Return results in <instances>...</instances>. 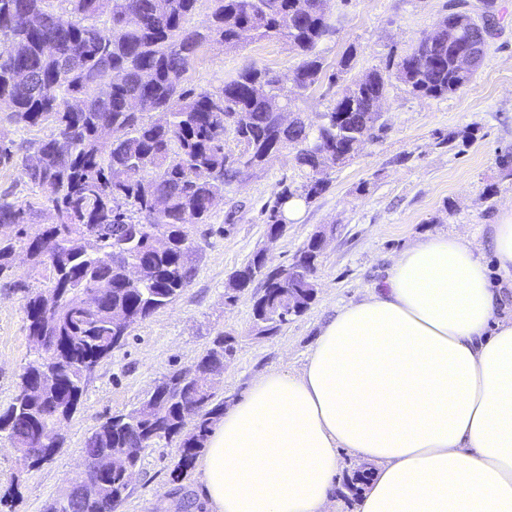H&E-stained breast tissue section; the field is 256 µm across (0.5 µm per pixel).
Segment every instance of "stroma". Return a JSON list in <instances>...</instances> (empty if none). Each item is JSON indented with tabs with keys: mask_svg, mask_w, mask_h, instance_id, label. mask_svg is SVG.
<instances>
[{
	"mask_svg": "<svg viewBox=\"0 0 512 512\" xmlns=\"http://www.w3.org/2000/svg\"><path fill=\"white\" fill-rule=\"evenodd\" d=\"M481 14L483 0H328L329 34L317 51L334 72L354 51V74L384 67L411 52L448 14L450 2ZM499 24L473 80L455 93L428 97L392 82L381 104L382 131L349 162L329 171L326 192L301 204L277 240L266 236L265 212L282 185L304 176L291 154L228 186L210 223L193 226L196 274L168 307L133 325L120 349L88 376L77 410L61 427L64 443L53 458L24 466L0 438V512H44L77 469L85 439L112 416L135 408L156 381L193 371L216 336L233 341L216 390L224 404L237 401L259 373L300 370L320 325L356 300L381 276L391 257L420 235L464 232L486 239L489 225L512 212V175L499 164L512 155V0H495ZM300 57L287 42L249 39L237 47L203 46L186 74L188 86L215 89L254 66L288 77ZM31 203L35 221L47 223L48 193L21 177L19 162L0 163V193ZM328 238L316 273L317 294L309 309L272 337L252 331V305L262 283L254 281L226 303L229 276L259 248L269 265L285 267L317 232ZM23 295L0 279V411L17 393L18 375L29 359ZM177 442H160L141 455L139 473L117 512H154L162 497L191 512H209L200 499L197 473L183 480L172 470Z\"/></svg>",
	"mask_w": 512,
	"mask_h": 512,
	"instance_id": "obj_1",
	"label": "stroma"
}]
</instances>
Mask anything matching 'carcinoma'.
Wrapping results in <instances>:
<instances>
[{"instance_id": "1", "label": "carcinoma", "mask_w": 512, "mask_h": 512, "mask_svg": "<svg viewBox=\"0 0 512 512\" xmlns=\"http://www.w3.org/2000/svg\"><path fill=\"white\" fill-rule=\"evenodd\" d=\"M198 2L0 0V106L17 125L54 129L29 144L21 159L23 179L53 188L52 223L28 232L31 206L0 195V277L11 276L19 250L32 269L46 272L40 291L23 279L13 281L24 293L33 352L15 398L0 414V433L23 461L36 445L61 447L63 440L49 430L76 410L88 366L112 353L114 315L128 316L132 326L175 301L193 280L196 246L186 215L208 223L213 198L291 148L305 181L278 193L266 218L267 237L275 240L285 231L288 204L308 203L328 189L321 153L343 164L355 143L372 135L379 120L374 103L391 80L440 97L473 78L456 64L474 38L470 26L440 55L422 40L395 68L355 77L346 85L349 94L336 98L321 121L285 128L279 113L325 75L316 53L328 32L321 0H211V19L202 28L190 25ZM245 29L257 39H285L299 52L288 81L250 67L215 90L185 87L202 46L234 47ZM48 41L73 58L62 74L57 58L44 51ZM353 61L349 50L330 82L344 79ZM229 136L241 146L236 153L226 149ZM320 258L315 235L286 268L267 265L259 250L229 276L226 298L233 302L247 288L244 272L260 278L264 291L253 304V331L275 336L315 299ZM232 353V343L217 338L196 366L209 377L195 383L174 373L136 408L91 433L84 454L126 455L128 468L75 473L68 483L93 479L97 497L86 501L61 491L45 512H115L129 489L128 470H137L141 451L163 440L180 438L174 472H188L224 414L215 387ZM159 397L169 406L162 421L151 412ZM189 405L194 425L186 433Z\"/></svg>"}]
</instances>
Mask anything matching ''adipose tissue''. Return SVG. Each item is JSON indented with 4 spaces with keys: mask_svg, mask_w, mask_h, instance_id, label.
I'll return each instance as SVG.
<instances>
[{
    "mask_svg": "<svg viewBox=\"0 0 512 512\" xmlns=\"http://www.w3.org/2000/svg\"><path fill=\"white\" fill-rule=\"evenodd\" d=\"M343 450L376 466L357 512H512V316L468 235L392 257L301 372L225 409L196 470L211 512H332Z\"/></svg>",
    "mask_w": 512,
    "mask_h": 512,
    "instance_id": "obj_1",
    "label": "adipose tissue"
}]
</instances>
